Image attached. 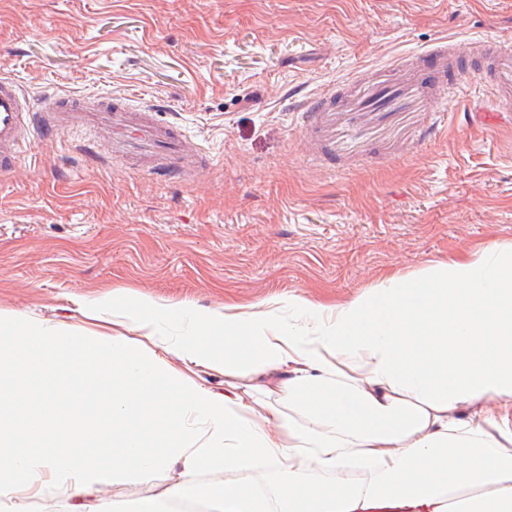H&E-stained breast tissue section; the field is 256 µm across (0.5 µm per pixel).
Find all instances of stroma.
I'll return each mask as SVG.
<instances>
[{"label":"stroma","instance_id":"obj_1","mask_svg":"<svg viewBox=\"0 0 512 512\" xmlns=\"http://www.w3.org/2000/svg\"><path fill=\"white\" fill-rule=\"evenodd\" d=\"M512 0H0V74L35 98L158 104L207 155L172 179L76 135L0 174V308L82 327L116 291L201 310L345 303L386 277L512 244V106L477 48ZM472 70L394 112H307L440 40ZM446 126L436 131V113Z\"/></svg>","mask_w":512,"mask_h":512}]
</instances>
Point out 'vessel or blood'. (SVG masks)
I'll list each match as a JSON object with an SVG mask.
<instances>
[{
	"label": "vessel or blood",
	"mask_w": 512,
	"mask_h": 512,
	"mask_svg": "<svg viewBox=\"0 0 512 512\" xmlns=\"http://www.w3.org/2000/svg\"><path fill=\"white\" fill-rule=\"evenodd\" d=\"M493 55L488 88L496 103H512V40L499 39L487 44ZM456 52L447 42L425 50L414 69L410 83L375 74L358 105L362 112H386L407 96L408 85L435 84L443 88L458 85L465 71L454 65ZM64 130L104 131L115 142L113 161L157 173L180 175L196 171L201 159L197 144L182 138L172 126L158 123L150 109L123 104L54 101L39 105L31 102L13 77L0 76V171L11 170L24 151L38 140Z\"/></svg>",
	"instance_id": "vessel-or-blood-1"
}]
</instances>
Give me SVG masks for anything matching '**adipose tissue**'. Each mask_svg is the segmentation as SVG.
Segmentation results:
<instances>
[{
  "label": "adipose tissue",
  "mask_w": 512,
  "mask_h": 512,
  "mask_svg": "<svg viewBox=\"0 0 512 512\" xmlns=\"http://www.w3.org/2000/svg\"><path fill=\"white\" fill-rule=\"evenodd\" d=\"M80 312L119 333L0 310V512L48 493L113 512L104 489L158 479L135 512H512V245L334 307L108 292ZM187 321L193 335L162 336ZM201 370L232 383L213 393ZM253 467L272 479L232 480Z\"/></svg>",
  "instance_id": "obj_1"
}]
</instances>
